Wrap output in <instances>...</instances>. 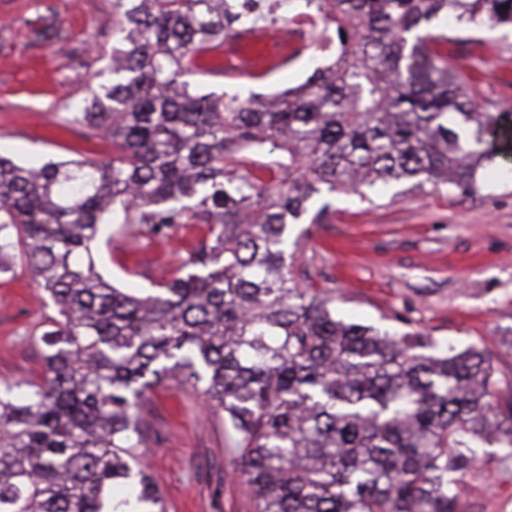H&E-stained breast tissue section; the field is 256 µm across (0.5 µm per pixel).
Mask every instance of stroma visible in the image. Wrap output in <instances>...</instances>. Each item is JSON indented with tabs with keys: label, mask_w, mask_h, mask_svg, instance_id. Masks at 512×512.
<instances>
[{
	"label": "stroma",
	"mask_w": 512,
	"mask_h": 512,
	"mask_svg": "<svg viewBox=\"0 0 512 512\" xmlns=\"http://www.w3.org/2000/svg\"><path fill=\"white\" fill-rule=\"evenodd\" d=\"M112 0H0V156L26 165L44 157L107 160L111 143L86 139L73 123L76 102L108 77L117 38ZM472 91L504 119L484 146L495 155L489 186L474 195L444 186L396 184L383 194L330 196L327 224H299L293 275L328 290L338 317L392 332L417 329L458 348L477 344L512 372V31L483 32ZM308 56L266 66L257 78L227 81L196 74L201 91L268 96L304 82ZM191 244L122 237L103 244L100 273L139 293L162 280ZM140 264L149 277L127 274ZM51 298L25 271L0 274V383L41 372L37 341L56 316ZM150 438L141 453L167 512H250L246 484L233 479L224 415L208 410L193 383L169 382L143 413ZM465 512H512V472L467 478Z\"/></svg>",
	"instance_id": "stroma-1"
}]
</instances>
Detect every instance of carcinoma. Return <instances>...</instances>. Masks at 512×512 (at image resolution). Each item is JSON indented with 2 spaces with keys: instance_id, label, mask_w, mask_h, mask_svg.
<instances>
[{
  "instance_id": "carcinoma-1",
  "label": "carcinoma",
  "mask_w": 512,
  "mask_h": 512,
  "mask_svg": "<svg viewBox=\"0 0 512 512\" xmlns=\"http://www.w3.org/2000/svg\"><path fill=\"white\" fill-rule=\"evenodd\" d=\"M224 2L112 0V79L76 117L112 161L0 157V274L19 264L58 307L42 376L0 388V512H165L138 449L146 395L176 379L224 412L252 512H464L465 476L512 467V375L484 347L336 318L294 279L288 225L325 193L484 188L501 113L448 44L512 29V0H306L335 60L271 104L183 80L246 38ZM109 215L198 234L135 295L96 270Z\"/></svg>"
}]
</instances>
